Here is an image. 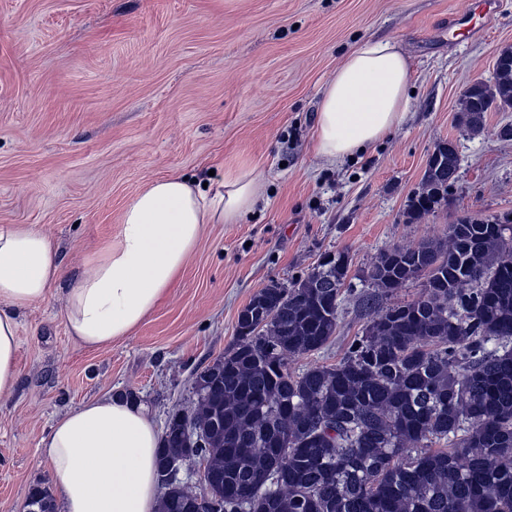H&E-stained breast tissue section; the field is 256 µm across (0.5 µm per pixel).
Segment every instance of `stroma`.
Instances as JSON below:
<instances>
[{"label":"stroma","mask_w":512,"mask_h":512,"mask_svg":"<svg viewBox=\"0 0 512 512\" xmlns=\"http://www.w3.org/2000/svg\"><path fill=\"white\" fill-rule=\"evenodd\" d=\"M464 0H0V224L46 231L69 271L117 234L155 179L222 180L245 165L252 211L208 225L169 294L130 335L89 350L68 333L59 295L19 317L20 375L0 402V512H27L50 486L40 443L82 404L141 400L156 427L191 412L194 377L236 342L239 312L326 255L348 252L359 281L382 250L444 238L462 215L512 213V109L480 132L458 120L467 80L491 78L512 46V0L488 31L459 43ZM398 42L412 66L403 125L331 166L313 150L325 84L365 40ZM454 140L449 206L407 223L429 154ZM337 333L295 357L333 366L365 318L344 295Z\"/></svg>","instance_id":"stroma-1"}]
</instances>
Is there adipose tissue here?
Instances as JSON below:
<instances>
[{
  "label": "adipose tissue",
  "instance_id": "obj_1",
  "mask_svg": "<svg viewBox=\"0 0 512 512\" xmlns=\"http://www.w3.org/2000/svg\"><path fill=\"white\" fill-rule=\"evenodd\" d=\"M411 63L396 41L359 43L326 83L314 149L325 163L365 152L400 126L409 107ZM254 172L228 173L216 188L179 176L151 181L125 207L114 238L84 268L66 272L52 239L32 224L0 225V400L19 376L18 315L64 283L70 336L103 349L129 336L169 292L209 224H230L253 207ZM157 428L139 403L107 397L52 426L41 441L59 512H157Z\"/></svg>",
  "mask_w": 512,
  "mask_h": 512
}]
</instances>
